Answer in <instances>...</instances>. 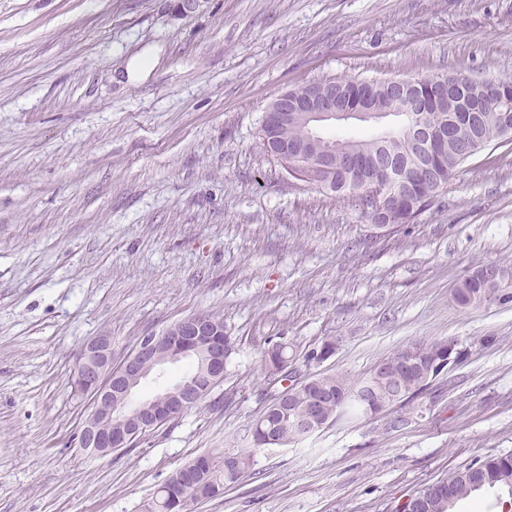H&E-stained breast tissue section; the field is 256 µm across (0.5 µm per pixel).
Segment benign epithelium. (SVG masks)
I'll return each mask as SVG.
<instances>
[{
	"label": "benign epithelium",
	"instance_id": "benign-epithelium-1",
	"mask_svg": "<svg viewBox=\"0 0 512 512\" xmlns=\"http://www.w3.org/2000/svg\"><path fill=\"white\" fill-rule=\"evenodd\" d=\"M373 111L361 104L352 105L342 99L323 101L309 97L290 100L282 94L275 98L261 120L263 146L276 157L289 174L314 179L321 186L331 185L336 172V156L347 157L345 183L357 180L361 163L350 146L322 151L325 136L320 129L327 122L359 120ZM297 118L308 123L310 139L294 145L280 136L288 122ZM376 175L368 181L372 199V223L378 230L392 231L412 222L424 209L425 201L412 195V188L394 189L393 168L389 164L375 166ZM224 326L219 319L197 313L171 324L159 335L144 336L134 350L119 364L112 362V337L95 336L82 347L74 375L75 388L90 398V411L78 434L79 447L93 455L105 457L129 448L172 419L196 406L213 387L224 380ZM184 360L197 362L194 373L141 400L142 382L152 375ZM325 397L314 395L307 405V416L300 422L303 435H311L327 426L323 410Z\"/></svg>",
	"mask_w": 512,
	"mask_h": 512
}]
</instances>
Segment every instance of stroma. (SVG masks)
Returning a JSON list of instances; mask_svg holds the SVG:
<instances>
[{
  "label": "stroma",
  "instance_id": "obj_1",
  "mask_svg": "<svg viewBox=\"0 0 512 512\" xmlns=\"http://www.w3.org/2000/svg\"><path fill=\"white\" fill-rule=\"evenodd\" d=\"M0 0V512H141L179 467H252L190 512H395L512 454V302L459 306L472 269L512 271V145L471 157L412 223L286 178L262 116L319 80L512 78V0ZM210 313L234 351L201 403L106 457L81 451L72 386L92 337L120 362ZM463 361L409 405L255 446L264 353L358 378L419 340ZM335 348L320 363L307 353Z\"/></svg>",
  "mask_w": 512,
  "mask_h": 512
}]
</instances>
